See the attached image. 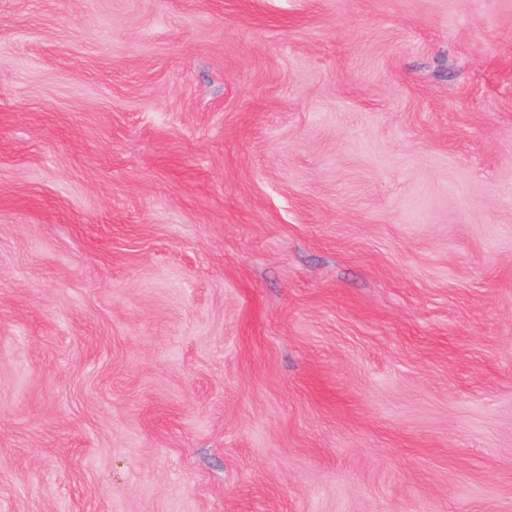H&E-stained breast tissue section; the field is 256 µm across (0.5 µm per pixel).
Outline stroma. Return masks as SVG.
<instances>
[{"label": "stroma", "instance_id": "obj_1", "mask_svg": "<svg viewBox=\"0 0 512 512\" xmlns=\"http://www.w3.org/2000/svg\"><path fill=\"white\" fill-rule=\"evenodd\" d=\"M0 512H512V0H0Z\"/></svg>", "mask_w": 512, "mask_h": 512}]
</instances>
